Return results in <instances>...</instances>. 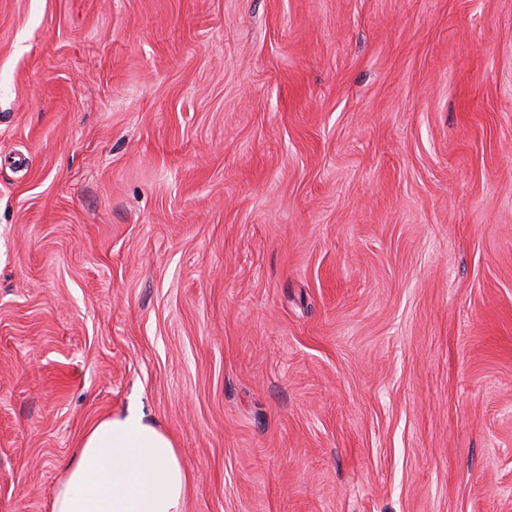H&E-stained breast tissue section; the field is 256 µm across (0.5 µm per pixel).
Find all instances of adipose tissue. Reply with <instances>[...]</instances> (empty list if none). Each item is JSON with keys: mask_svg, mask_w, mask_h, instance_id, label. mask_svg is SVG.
<instances>
[{"mask_svg": "<svg viewBox=\"0 0 512 512\" xmlns=\"http://www.w3.org/2000/svg\"><path fill=\"white\" fill-rule=\"evenodd\" d=\"M191 488L170 435L142 417L111 415L83 436L50 512H183Z\"/></svg>", "mask_w": 512, "mask_h": 512, "instance_id": "adipose-tissue-1", "label": "adipose tissue"}]
</instances>
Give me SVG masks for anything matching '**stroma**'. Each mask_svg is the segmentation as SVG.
Masks as SVG:
<instances>
[{
	"mask_svg": "<svg viewBox=\"0 0 512 512\" xmlns=\"http://www.w3.org/2000/svg\"><path fill=\"white\" fill-rule=\"evenodd\" d=\"M128 413L185 512H512V0H0V512Z\"/></svg>",
	"mask_w": 512,
	"mask_h": 512,
	"instance_id": "35a3bbf8",
	"label": "stroma"
}]
</instances>
